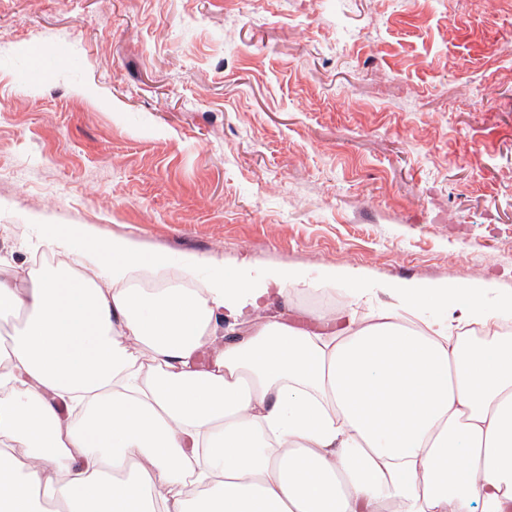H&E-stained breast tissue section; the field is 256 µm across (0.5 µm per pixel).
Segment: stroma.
Segmentation results:
<instances>
[{
  "label": "stroma",
  "mask_w": 512,
  "mask_h": 512,
  "mask_svg": "<svg viewBox=\"0 0 512 512\" xmlns=\"http://www.w3.org/2000/svg\"><path fill=\"white\" fill-rule=\"evenodd\" d=\"M41 224L512 296V0H0V255Z\"/></svg>",
  "instance_id": "1"
}]
</instances>
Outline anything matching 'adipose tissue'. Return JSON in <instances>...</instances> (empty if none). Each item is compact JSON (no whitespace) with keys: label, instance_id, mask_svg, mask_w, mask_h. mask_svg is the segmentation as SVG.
Returning <instances> with one entry per match:
<instances>
[{"label":"adipose tissue","instance_id":"adipose-tissue-1","mask_svg":"<svg viewBox=\"0 0 512 512\" xmlns=\"http://www.w3.org/2000/svg\"><path fill=\"white\" fill-rule=\"evenodd\" d=\"M0 259V512H512V300L392 289L319 329L270 314L304 283L242 272L141 288L163 251L44 224ZM27 448L26 460L14 454Z\"/></svg>","mask_w":512,"mask_h":512}]
</instances>
